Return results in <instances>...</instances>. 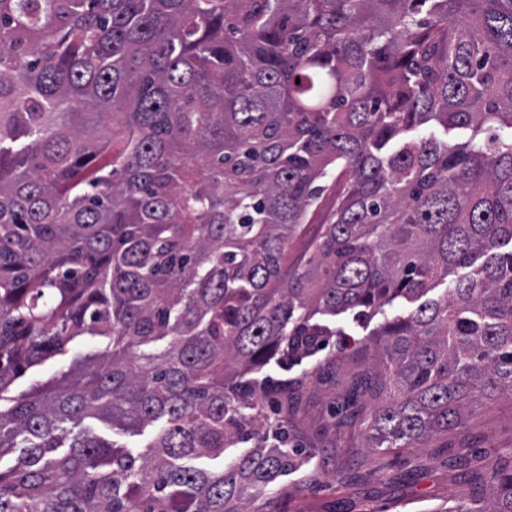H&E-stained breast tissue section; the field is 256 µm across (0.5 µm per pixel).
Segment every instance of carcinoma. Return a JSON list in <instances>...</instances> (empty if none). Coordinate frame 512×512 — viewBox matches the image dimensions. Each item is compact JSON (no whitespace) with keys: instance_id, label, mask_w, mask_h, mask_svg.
<instances>
[{"instance_id":"cac0c4a2","label":"carcinoma","mask_w":512,"mask_h":512,"mask_svg":"<svg viewBox=\"0 0 512 512\" xmlns=\"http://www.w3.org/2000/svg\"><path fill=\"white\" fill-rule=\"evenodd\" d=\"M493 127L512 0H0V512H280L316 448L298 390L249 374L349 310L408 306L373 332L388 402L354 411L381 453L512 394ZM83 336L104 349L15 389ZM471 464L448 512H512V447Z\"/></svg>"}]
</instances>
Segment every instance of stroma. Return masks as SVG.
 Returning a JSON list of instances; mask_svg holds the SVG:
<instances>
[{
	"mask_svg": "<svg viewBox=\"0 0 512 512\" xmlns=\"http://www.w3.org/2000/svg\"><path fill=\"white\" fill-rule=\"evenodd\" d=\"M385 320L376 315L366 327L351 314L336 319L344 335L333 337L321 352L280 368L271 365L265 376L299 386L298 413L289 427L305 443L315 445L316 457L304 471L280 477L287 489V512H435L449 500L466 496L469 486L448 461L461 449L493 453L512 446V396L479 400L464 425L433 437L422 448H399L378 455L363 426L345 421L332 426L330 409L349 399L362 403L360 378L373 350L369 333ZM340 361L328 369V358Z\"/></svg>",
	"mask_w": 512,
	"mask_h": 512,
	"instance_id": "1",
	"label": "stroma"
}]
</instances>
